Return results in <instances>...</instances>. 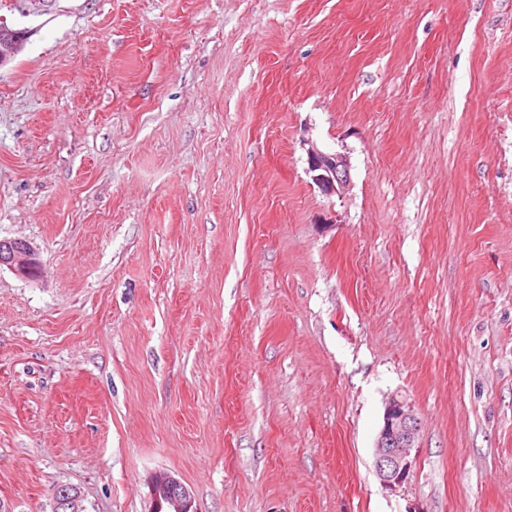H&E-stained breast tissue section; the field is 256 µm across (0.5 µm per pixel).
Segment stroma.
<instances>
[{"label":"stroma","instance_id":"obj_1","mask_svg":"<svg viewBox=\"0 0 512 512\" xmlns=\"http://www.w3.org/2000/svg\"><path fill=\"white\" fill-rule=\"evenodd\" d=\"M0 67V507L512 512V0H27ZM347 156L326 195L307 150ZM421 428L389 487L390 395ZM7 266L18 274L32 278L39 270L37 253L26 241L0 239V268ZM153 512H196L189 490L176 478L160 474L152 484ZM68 507L73 510H61ZM83 512L80 505V494L76 488L70 486H61L55 489L53 493L52 512Z\"/></svg>","mask_w":512,"mask_h":512}]
</instances>
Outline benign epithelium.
Wrapping results in <instances>:
<instances>
[{
	"mask_svg": "<svg viewBox=\"0 0 512 512\" xmlns=\"http://www.w3.org/2000/svg\"><path fill=\"white\" fill-rule=\"evenodd\" d=\"M26 31L12 28L7 17H0V66L10 61L21 49ZM308 170L317 188L326 195L343 191L350 182V165L338 153L311 148L307 157ZM7 266L18 274L32 278L39 270L37 253L20 239H0V267ZM420 422L411 404L393 396L385 407L383 426L376 445L375 467L384 484L401 483L412 465V451ZM154 512H196L189 490L176 478L161 474L152 484ZM83 512L80 494L70 486H61L53 493L52 512Z\"/></svg>",
	"mask_w": 512,
	"mask_h": 512,
	"instance_id": "benign-epithelium-1",
	"label": "benign epithelium"
}]
</instances>
